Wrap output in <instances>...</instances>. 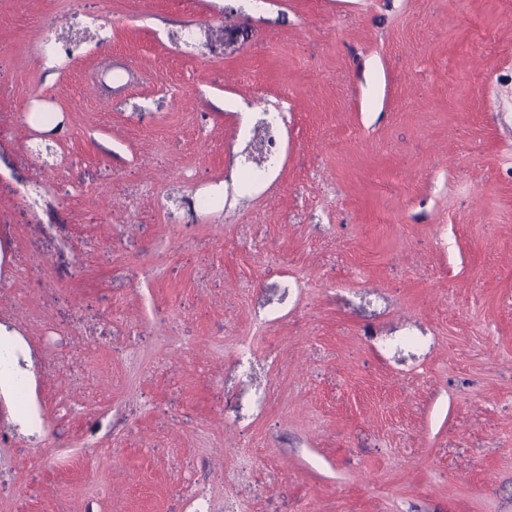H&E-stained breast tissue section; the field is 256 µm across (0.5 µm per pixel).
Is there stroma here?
<instances>
[{
	"mask_svg": "<svg viewBox=\"0 0 512 512\" xmlns=\"http://www.w3.org/2000/svg\"><path fill=\"white\" fill-rule=\"evenodd\" d=\"M0 332V512H512V0H0Z\"/></svg>",
	"mask_w": 512,
	"mask_h": 512,
	"instance_id": "1",
	"label": "stroma"
}]
</instances>
